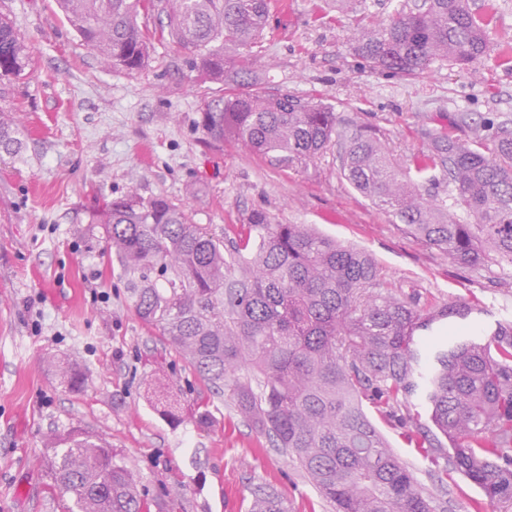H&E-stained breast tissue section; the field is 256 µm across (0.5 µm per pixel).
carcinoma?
Listing matches in <instances>:
<instances>
[{"mask_svg":"<svg viewBox=\"0 0 512 512\" xmlns=\"http://www.w3.org/2000/svg\"><path fill=\"white\" fill-rule=\"evenodd\" d=\"M87 49L114 72L135 75L152 39L190 52L224 95L210 101L203 128L217 141L237 139L282 164H306L341 141L340 169L376 207L389 211L424 244L466 268L512 263V121L460 112L427 133L429 146L401 171L371 127L338 130L323 99L272 94L253 87L251 49L263 37L270 0H58ZM165 15L156 31L139 18ZM490 40L468 0L400 4L392 20L355 39L354 52L373 71L407 78L437 61L482 62ZM27 47L0 16V80L23 77ZM466 128L462 139L451 131ZM14 131L0 123V150L18 152ZM466 213L458 217L456 210ZM107 244L129 275L139 317L181 354L215 395L235 401L243 422L264 435L317 490L332 512H449L445 478L423 488L389 449L366 415L368 402L387 418L420 388L430 421L398 422L421 432L417 448L484 496L473 512L512 502V323L485 342L441 343L428 373L420 371L416 332L434 320L465 317L473 307L450 303L426 314L394 294L367 253L337 244L306 224L249 218L254 237L224 241L163 197L129 194L100 218ZM250 377L238 375L242 366ZM61 380L82 389L69 367ZM160 412L181 421L178 402L163 394ZM41 462L52 496L65 512H151L141 478L106 438L73 426L49 438ZM249 512H291L266 484L250 488Z\"/></svg>","mask_w":512,"mask_h":512,"instance_id":"cac0c4a2","label":"carcinoma"}]
</instances>
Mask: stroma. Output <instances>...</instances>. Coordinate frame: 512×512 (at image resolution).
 Segmentation results:
<instances>
[{
    "label": "stroma",
    "mask_w": 512,
    "mask_h": 512,
    "mask_svg": "<svg viewBox=\"0 0 512 512\" xmlns=\"http://www.w3.org/2000/svg\"><path fill=\"white\" fill-rule=\"evenodd\" d=\"M400 2L287 0L272 7L253 52L267 91L319 97L341 119L374 126L403 170L426 148L422 129L452 114L512 119V62L497 49L512 39V0H469L489 16L492 49L482 63L436 66L413 80L373 72L353 51L355 33L389 23ZM0 13L28 47L26 78L0 82V121L21 142L18 155L0 151V512H60L37 458L51 432L74 425L122 452L160 512H247L250 487L265 483L292 512H328L301 471L242 422L232 398L212 395L137 316L97 222L106 202L129 192L165 197L230 241L247 234L255 209L275 224H309L370 253L382 281L416 296L419 309L473 306L468 318L419 332L424 346L484 341L512 321V264H450L352 188L338 144L284 167L237 141L211 142L201 117L224 86L192 67L188 52L155 42L129 77L101 67L56 0H0ZM67 365L83 375L82 390L63 386ZM157 390L177 398L180 423L161 415ZM370 418L432 487L416 431Z\"/></svg>",
    "instance_id": "stroma-1"
}]
</instances>
